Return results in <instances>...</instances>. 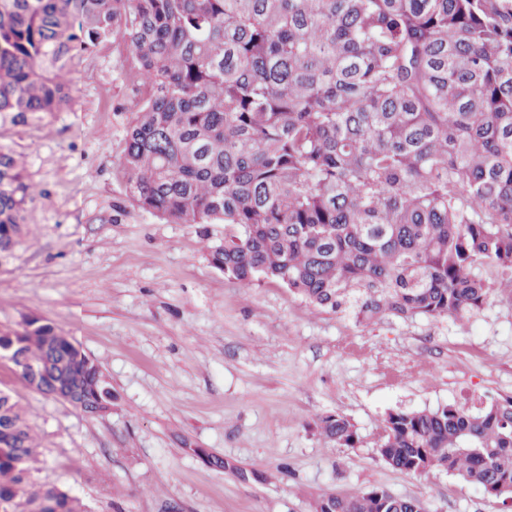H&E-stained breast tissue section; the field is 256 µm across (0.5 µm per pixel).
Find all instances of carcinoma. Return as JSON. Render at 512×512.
Listing matches in <instances>:
<instances>
[{"instance_id": "carcinoma-1", "label": "carcinoma", "mask_w": 512, "mask_h": 512, "mask_svg": "<svg viewBox=\"0 0 512 512\" xmlns=\"http://www.w3.org/2000/svg\"><path fill=\"white\" fill-rule=\"evenodd\" d=\"M112 39L137 103L117 174L167 224H218L210 263L275 280L371 322L455 318L512 292V0H0V131L71 105L75 58ZM34 191L0 145V264L27 236ZM484 265L497 279L480 274ZM0 358L88 415L112 406L100 365L48 321L0 329ZM326 441L360 442L341 413ZM39 446L0 390V512H77L33 487ZM378 457L442 468L512 500V397L394 409ZM382 487L315 512H418Z\"/></svg>"}]
</instances>
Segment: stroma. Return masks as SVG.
<instances>
[{
  "label": "stroma",
  "mask_w": 512,
  "mask_h": 512,
  "mask_svg": "<svg viewBox=\"0 0 512 512\" xmlns=\"http://www.w3.org/2000/svg\"><path fill=\"white\" fill-rule=\"evenodd\" d=\"M105 41L72 68L71 109L0 134L38 190L0 270V326L36 314L75 336L114 399L96 417L30 390L0 360L40 443L34 483L86 512H314L321 495L383 487L428 512H502L480 487L381 462L389 410L512 397V294L457 318L314 308L276 281L245 288L209 263L220 224H166L116 176L135 93ZM341 413L360 443H327ZM250 473L242 480L240 472ZM318 426L326 441L345 448H354L360 442L352 421L341 413H330L318 419Z\"/></svg>",
  "instance_id": "35a3bbf8"
}]
</instances>
